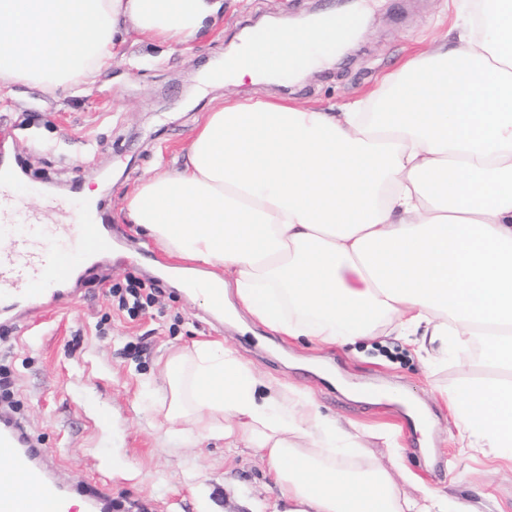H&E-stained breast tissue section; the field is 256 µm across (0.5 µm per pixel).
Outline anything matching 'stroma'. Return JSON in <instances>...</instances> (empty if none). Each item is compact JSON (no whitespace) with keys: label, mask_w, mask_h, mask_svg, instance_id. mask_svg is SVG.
Returning a JSON list of instances; mask_svg holds the SVG:
<instances>
[{"label":"stroma","mask_w":512,"mask_h":512,"mask_svg":"<svg viewBox=\"0 0 512 512\" xmlns=\"http://www.w3.org/2000/svg\"><path fill=\"white\" fill-rule=\"evenodd\" d=\"M362 30L322 71L277 83L210 84L208 72L240 36L272 20L315 12L348 15L337 0H224L219 32L188 45L128 41L125 54L98 72L81 95L25 84L0 93V157L20 172L11 195L20 207L12 226L54 229L69 212L80 224L86 188L112 226V251L89 261L79 298L39 316L0 323V366L9 369L15 419L39 439L59 478L86 484L107 476L116 512H287L265 460L255 449L226 447L223 438L171 431L159 406L169 399L165 364L194 342L233 349L252 371L278 379L281 401L308 394L323 419L365 429L346 459L382 463L411 498L433 489L472 512H512V465L462 452L439 389L459 379L456 352L425 361L403 338L376 336L354 345L281 336L252 317L230 325L209 316L158 269L171 260L125 223L126 196L156 167L183 162L195 125L226 97L285 96L302 106L340 107L375 89L416 52L429 50L455 14L450 0H368ZM155 279L145 314L132 317L107 299L127 278ZM399 387L426 407L430 445L408 427L406 409L385 399H354L340 389Z\"/></svg>","instance_id":"stroma-1"}]
</instances>
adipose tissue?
Instances as JSON below:
<instances>
[{"label": "adipose tissue", "mask_w": 512, "mask_h": 512, "mask_svg": "<svg viewBox=\"0 0 512 512\" xmlns=\"http://www.w3.org/2000/svg\"><path fill=\"white\" fill-rule=\"evenodd\" d=\"M222 0H0V89L75 87L136 34L184 43L214 28ZM358 29L310 16L269 25L226 54L222 75L277 79L324 66ZM183 168L156 171L125 216L166 254L213 271L187 293L225 317L325 344L411 337L418 350L512 370V0L445 32L376 91L327 112L286 99L227 98L198 124ZM170 425L244 442L267 462L289 512H471L406 497L379 464L353 467L314 435L313 408L280 412L273 385L218 343L166 363ZM267 390L258 399V390ZM465 448L512 462V382L464 371L441 391Z\"/></svg>", "instance_id": "ef3b65f1"}]
</instances>
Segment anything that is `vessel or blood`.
Masks as SVG:
<instances>
[{"mask_svg":"<svg viewBox=\"0 0 512 512\" xmlns=\"http://www.w3.org/2000/svg\"><path fill=\"white\" fill-rule=\"evenodd\" d=\"M63 230L80 247H94L97 254L112 249L108 225L97 222L67 224ZM40 225L31 235L14 239L8 253L0 254V319L15 309L38 311L42 300L53 298L67 305L76 300L73 284L81 275L77 266L60 264L53 249L42 246ZM0 512H73L81 500L84 512H110L112 502L94 487L67 488L53 475L41 448L18 426L0 425Z\"/></svg>","mask_w":512,"mask_h":512,"instance_id":"obj_1","label":"vessel or blood"}]
</instances>
